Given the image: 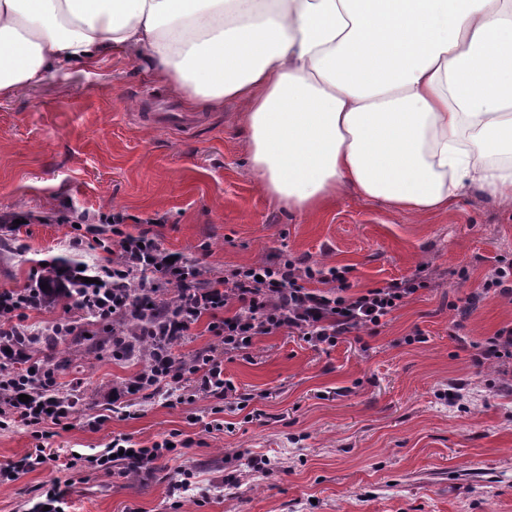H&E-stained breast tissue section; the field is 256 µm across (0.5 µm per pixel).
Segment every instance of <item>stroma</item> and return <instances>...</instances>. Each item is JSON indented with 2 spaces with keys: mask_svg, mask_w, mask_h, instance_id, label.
Listing matches in <instances>:
<instances>
[{
  "mask_svg": "<svg viewBox=\"0 0 512 512\" xmlns=\"http://www.w3.org/2000/svg\"><path fill=\"white\" fill-rule=\"evenodd\" d=\"M158 98L171 94L142 63L111 54L0 100V213L36 216L18 235L0 232V289L35 281L59 255L98 269L104 252L72 251L59 217L95 224L117 211L134 234L160 216L150 227L160 246L211 277L284 254L349 267L360 289L423 267L432 286L376 332L326 351L300 336L259 337L253 361L224 363L248 409L231 402L216 416L209 400L172 406L158 395L122 419L112 389L133 370L91 350L85 335L100 325L74 313L73 336L34 348L58 389L80 398L71 428L49 440L60 463L0 483V512H26L35 489L55 482L69 484L70 512H512V358L474 360L476 344L512 326V295L479 288L494 257L512 256V207L473 191L416 216L347 191L294 214L258 186L241 104L173 131L146 119ZM417 329L424 342L412 341ZM252 409L262 417L249 420ZM215 417L223 430L205 431ZM175 430L191 445L150 472L85 462L115 435L143 447ZM252 453L270 465L254 471ZM180 468L195 475L184 492L172 488Z\"/></svg>",
  "mask_w": 512,
  "mask_h": 512,
  "instance_id": "stroma-1",
  "label": "stroma"
}]
</instances>
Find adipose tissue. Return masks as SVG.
Wrapping results in <instances>:
<instances>
[{"mask_svg":"<svg viewBox=\"0 0 512 512\" xmlns=\"http://www.w3.org/2000/svg\"><path fill=\"white\" fill-rule=\"evenodd\" d=\"M113 53L189 105L242 103L289 211L512 203V0H0V99Z\"/></svg>","mask_w":512,"mask_h":512,"instance_id":"ef3b65f1","label":"adipose tissue"}]
</instances>
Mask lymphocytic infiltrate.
I'll return each mask as SVG.
<instances>
[{
	"mask_svg": "<svg viewBox=\"0 0 512 512\" xmlns=\"http://www.w3.org/2000/svg\"><path fill=\"white\" fill-rule=\"evenodd\" d=\"M88 242L102 248L108 258L100 284H89L72 305L105 322L114 344L125 343L130 335L128 322L137 320L142 303L157 297L169 310L156 325L141 326L139 335L180 340L203 320L214 338L190 360L175 364L159 359L148 372L114 388L116 399L124 401L132 419L137 416L135 396L160 392L175 396L180 403L205 398L248 406L249 395L224 375L226 356L250 357L259 337L277 332L297 334L313 347L329 349L339 337L384 325L393 312L431 285L429 273L421 268L386 286L357 290L348 279L349 267H327L301 258L261 261L208 278L194 261L171 256L148 231L128 232L120 214L85 225L83 233L71 237L70 246L78 250ZM135 279L140 282L137 302L123 293ZM42 304L34 288L0 291V417L11 416L37 441L22 459L0 466L1 482L56 462L45 442L52 436V427L68 426L71 417L70 403L56 392L54 369L44 368L36 380H19L12 372L15 354L4 347L9 337L30 335L27 312ZM173 440L168 434L151 446L136 449L127 436L118 434L89 463L100 471L119 465L124 474L137 473L167 455Z\"/></svg>",
	"mask_w": 512,
	"mask_h": 512,
	"instance_id": "1",
	"label": "lymphocytic infiltrate"
}]
</instances>
